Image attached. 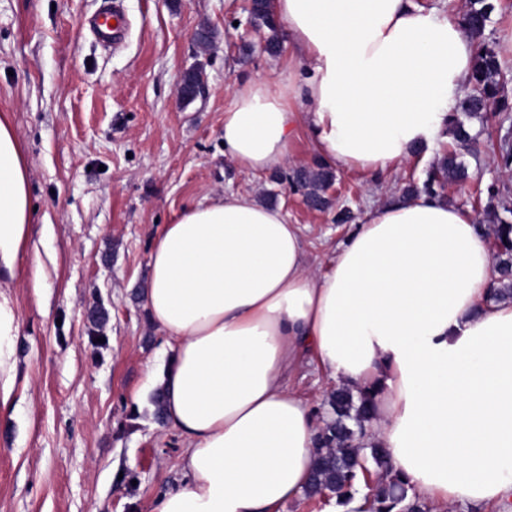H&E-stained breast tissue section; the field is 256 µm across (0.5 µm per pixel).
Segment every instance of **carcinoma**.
Returning <instances> with one entry per match:
<instances>
[{
  "label": "carcinoma",
  "mask_w": 512,
  "mask_h": 512,
  "mask_svg": "<svg viewBox=\"0 0 512 512\" xmlns=\"http://www.w3.org/2000/svg\"><path fill=\"white\" fill-rule=\"evenodd\" d=\"M494 6L486 0H469L461 22L469 36L478 40L490 21ZM250 16L255 26L270 32L266 50H279L278 24L270 7L264 0H254ZM503 63L500 53L493 47L478 44L473 61L472 73L466 94L459 103L458 111L448 116V135L465 149L480 146L482 131L473 130L460 115L470 118L489 114L492 110H509L507 100L500 96ZM499 168L512 171V138L505 135L496 143H490ZM335 178L331 168L318 161L309 169H294L285 176L289 184L301 192L305 201L315 209L325 210L330 204L327 189ZM469 178L468 167L462 155L449 151L437 159L422 186L411 185L406 194L413 196L425 193L430 197H442L445 185L463 183ZM506 187L497 181L486 186V201L477 221L478 229L492 240L498 278L493 283L490 296L493 298L512 297V219H505L499 213V204ZM331 416L321 429L320 446L316 450L305 495L309 498L326 493L337 497L342 503L358 493H364L365 474L376 472L377 482L371 492L365 493L369 512H431L432 506L413 495L408 496L406 484L391 474V463L386 449L370 448V460H365L360 449L354 447L357 436L363 433V422L370 419L371 397L360 393L354 398L345 385H338L330 393Z\"/></svg>",
  "instance_id": "1"
}]
</instances>
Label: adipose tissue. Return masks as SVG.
I'll list each match as a JSON object with an SVG mask.
<instances>
[{"label":"adipose tissue","mask_w":512,"mask_h":512,"mask_svg":"<svg viewBox=\"0 0 512 512\" xmlns=\"http://www.w3.org/2000/svg\"><path fill=\"white\" fill-rule=\"evenodd\" d=\"M295 69L238 84L224 154L256 175L297 131L330 167L377 176L443 138L474 42L414 0H271ZM23 149L0 116V395L14 378L5 294L32 209ZM487 238L425 195L368 210L326 270L299 225L247 194L207 198L158 232L146 309L167 346L153 387L182 441L180 486L153 512H285L305 490L318 423L290 375L312 365L370 391L361 447L386 448L421 498L512 512V299L489 300Z\"/></svg>","instance_id":"obj_1"}]
</instances>
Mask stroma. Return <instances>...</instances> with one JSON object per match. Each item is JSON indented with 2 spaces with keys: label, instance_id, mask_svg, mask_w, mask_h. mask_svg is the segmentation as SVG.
Segmentation results:
<instances>
[{
  "label": "stroma",
  "instance_id": "stroma-1",
  "mask_svg": "<svg viewBox=\"0 0 512 512\" xmlns=\"http://www.w3.org/2000/svg\"><path fill=\"white\" fill-rule=\"evenodd\" d=\"M106 0H0V114L29 169L28 247L9 290L19 319L13 393L0 403V512H153L181 483V448L155 415L147 368L164 338L146 311L148 262L162 225L204 198L236 190L283 206L308 259L326 265L388 191L422 184L445 151L420 153L376 185L335 169L331 208L312 211L274 173L252 175L224 155V110L235 85L275 81L292 48L265 51L267 30L247 0H116L128 20L120 46L91 21ZM485 31L506 61L512 102V0H491ZM217 38L200 54L201 25ZM252 52L242 56V45ZM203 65L205 89L181 105L184 72ZM470 178L444 199L470 213L478 190L503 178L487 147L464 154ZM106 310L105 324L88 319Z\"/></svg>",
  "mask_w": 512,
  "mask_h": 512
}]
</instances>
